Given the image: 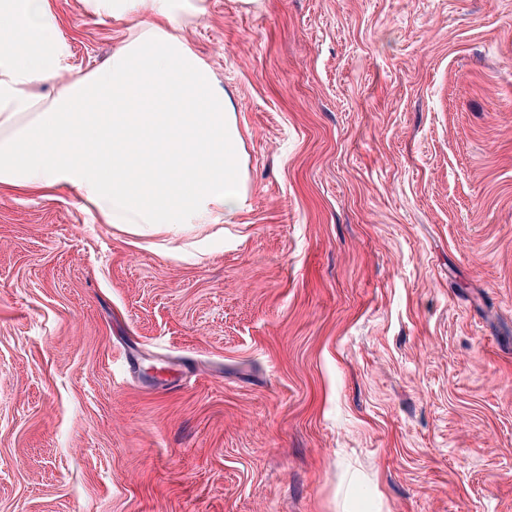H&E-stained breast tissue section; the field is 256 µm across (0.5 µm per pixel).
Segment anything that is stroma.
I'll list each match as a JSON object with an SVG mask.
<instances>
[{
	"label": "stroma",
	"instance_id": "stroma-1",
	"mask_svg": "<svg viewBox=\"0 0 512 512\" xmlns=\"http://www.w3.org/2000/svg\"><path fill=\"white\" fill-rule=\"evenodd\" d=\"M65 67L127 25L51 0ZM248 197L0 185V512H512V0H172Z\"/></svg>",
	"mask_w": 512,
	"mask_h": 512
}]
</instances>
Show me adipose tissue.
Wrapping results in <instances>:
<instances>
[{
  "instance_id": "1",
  "label": "adipose tissue",
  "mask_w": 512,
  "mask_h": 512,
  "mask_svg": "<svg viewBox=\"0 0 512 512\" xmlns=\"http://www.w3.org/2000/svg\"><path fill=\"white\" fill-rule=\"evenodd\" d=\"M89 2L137 23L109 60L69 73L50 0H0V185L63 186L132 229L232 223L248 193L244 139L185 20L170 0Z\"/></svg>"
}]
</instances>
